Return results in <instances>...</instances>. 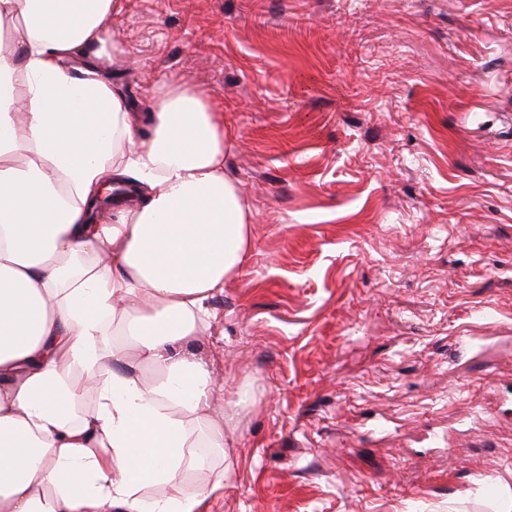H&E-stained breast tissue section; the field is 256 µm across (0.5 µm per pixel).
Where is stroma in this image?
Wrapping results in <instances>:
<instances>
[{"label":"stroma","mask_w":512,"mask_h":512,"mask_svg":"<svg viewBox=\"0 0 512 512\" xmlns=\"http://www.w3.org/2000/svg\"><path fill=\"white\" fill-rule=\"evenodd\" d=\"M136 112L205 92L253 212L193 348L208 512H491L512 492V0H122Z\"/></svg>","instance_id":"35a3bbf8"}]
</instances>
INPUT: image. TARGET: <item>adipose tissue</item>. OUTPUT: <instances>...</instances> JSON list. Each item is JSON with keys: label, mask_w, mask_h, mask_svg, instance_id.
I'll return each mask as SVG.
<instances>
[{"label": "adipose tissue", "mask_w": 512, "mask_h": 512, "mask_svg": "<svg viewBox=\"0 0 512 512\" xmlns=\"http://www.w3.org/2000/svg\"><path fill=\"white\" fill-rule=\"evenodd\" d=\"M120 11L0 0V512H203L224 488L223 386L189 345L251 210L201 91L131 111L105 69Z\"/></svg>", "instance_id": "1"}]
</instances>
